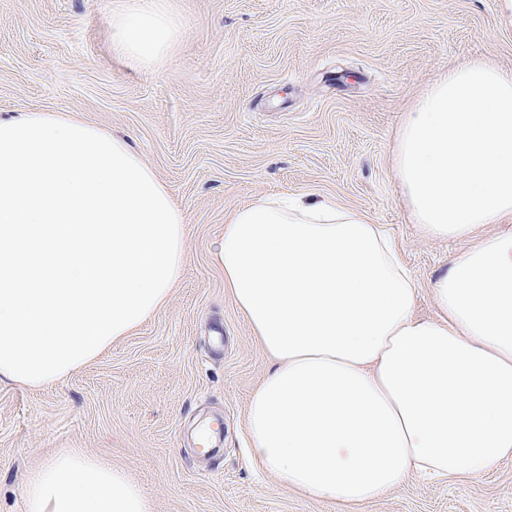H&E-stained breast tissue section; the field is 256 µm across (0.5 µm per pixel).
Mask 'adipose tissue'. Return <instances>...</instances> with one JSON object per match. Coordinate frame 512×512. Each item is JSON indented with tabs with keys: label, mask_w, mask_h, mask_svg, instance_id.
Instances as JSON below:
<instances>
[{
	"label": "adipose tissue",
	"mask_w": 512,
	"mask_h": 512,
	"mask_svg": "<svg viewBox=\"0 0 512 512\" xmlns=\"http://www.w3.org/2000/svg\"><path fill=\"white\" fill-rule=\"evenodd\" d=\"M112 49L148 71L180 31L163 0L113 13ZM411 220L465 241L417 289L379 225L336 202L272 195L234 210L215 260L274 363L245 419L252 459L312 498L355 504L407 476L470 478L512 460V70L450 69L394 147ZM486 224L501 233L478 237ZM25 512H152L122 469L77 449L24 479Z\"/></svg>",
	"instance_id": "obj_1"
}]
</instances>
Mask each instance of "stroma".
Listing matches in <instances>:
<instances>
[{"instance_id": "stroma-1", "label": "stroma", "mask_w": 512, "mask_h": 512, "mask_svg": "<svg viewBox=\"0 0 512 512\" xmlns=\"http://www.w3.org/2000/svg\"><path fill=\"white\" fill-rule=\"evenodd\" d=\"M140 2L0 0V116L126 137L186 224L182 278L146 323L55 384H0V512H24L25 475L65 448L126 470L153 512H512V461L346 509L258 468L245 418L269 362L215 261L237 207L330 198L384 227L435 317L430 285L466 244L412 224L392 151L448 69L512 68L498 0H164L181 34L149 73L112 51L114 11Z\"/></svg>"}]
</instances>
